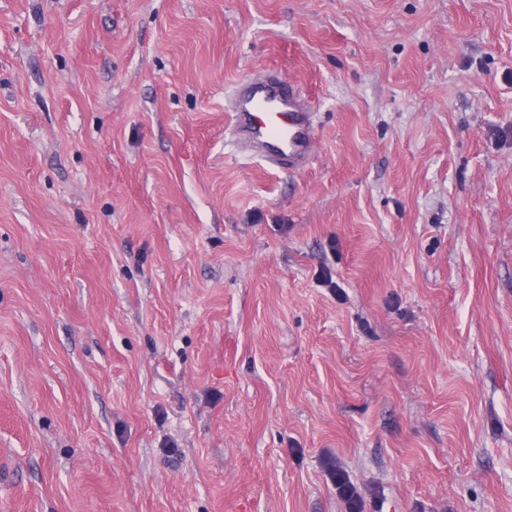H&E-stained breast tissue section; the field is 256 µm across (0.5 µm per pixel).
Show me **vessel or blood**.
I'll list each match as a JSON object with an SVG mask.
<instances>
[{"instance_id": "1", "label": "vessel or blood", "mask_w": 512, "mask_h": 512, "mask_svg": "<svg viewBox=\"0 0 512 512\" xmlns=\"http://www.w3.org/2000/svg\"><path fill=\"white\" fill-rule=\"evenodd\" d=\"M231 105L235 132L250 143L254 157L282 170L309 163L314 114L281 75L238 84Z\"/></svg>"}]
</instances>
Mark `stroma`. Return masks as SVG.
Wrapping results in <instances>:
<instances>
[{"label": "stroma", "mask_w": 512, "mask_h": 512, "mask_svg": "<svg viewBox=\"0 0 512 512\" xmlns=\"http://www.w3.org/2000/svg\"><path fill=\"white\" fill-rule=\"evenodd\" d=\"M275 71L314 157L224 111ZM512 512V0H0V512Z\"/></svg>", "instance_id": "35a3bbf8"}]
</instances>
